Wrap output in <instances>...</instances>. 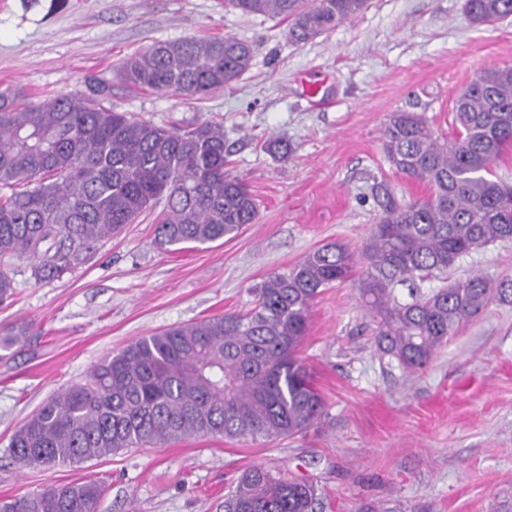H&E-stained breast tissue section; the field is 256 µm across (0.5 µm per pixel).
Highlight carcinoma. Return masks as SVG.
Wrapping results in <instances>:
<instances>
[{"label":"carcinoma","instance_id":"carcinoma-1","mask_svg":"<svg viewBox=\"0 0 512 512\" xmlns=\"http://www.w3.org/2000/svg\"><path fill=\"white\" fill-rule=\"evenodd\" d=\"M244 15L289 22L303 43L362 13L369 0H226ZM471 20L512 16V0H465ZM252 48L233 36L158 42L123 60L135 87L201 95L238 82ZM105 89L37 103L0 93V302L13 295V261L51 281L84 265L112 235L164 201L155 242L165 249L233 238L257 223L246 180L229 173L224 124L158 125L104 105ZM456 135L444 139L423 114H390L388 161L424 182L422 199L399 200L379 184L380 216L358 257L340 242L308 254L254 289L255 306L173 326L106 356L83 382L44 401L14 432L9 455L23 468L74 465L188 436L273 441L302 433L325 412L297 356L312 304L353 281L375 323L378 353L418 370L460 326L494 301L512 303V278L480 274L399 302L395 287L444 274L459 257L512 241V185L491 166L512 145V67L480 73L455 100ZM24 324L0 332L7 349ZM96 481L0 499V512H98ZM313 485L255 465L224 496V512H314Z\"/></svg>","mask_w":512,"mask_h":512}]
</instances>
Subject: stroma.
Instances as JSON below:
<instances>
[{"mask_svg": "<svg viewBox=\"0 0 512 512\" xmlns=\"http://www.w3.org/2000/svg\"><path fill=\"white\" fill-rule=\"evenodd\" d=\"M465 0H369L355 19L303 44L278 18L224 0H0V91L32 98L104 87L119 112L181 125L224 121L229 168L244 178L258 223L218 243L167 251L156 211L143 213L61 279L35 282L13 265L16 290L0 328L30 333L0 349V498L96 480L99 512H224L255 465L312 482L316 512H492L512 504V305L490 304L420 370L380 357L372 324L346 281L310 311L298 356L326 401L320 423L273 442L192 436L79 465L22 468L7 448L38 406L84 381L106 355L163 329L249 311L254 290L326 243L359 251L377 206L375 183L423 198L426 184L387 161L390 113L424 114L454 136V101L479 73L512 66V16L475 24ZM233 36L250 70L204 95L127 86L117 69L157 42ZM288 140V160L268 152ZM479 272L512 277V242L459 259L420 281L429 293Z\"/></svg>", "mask_w": 512, "mask_h": 512, "instance_id": "1", "label": "stroma"}]
</instances>
